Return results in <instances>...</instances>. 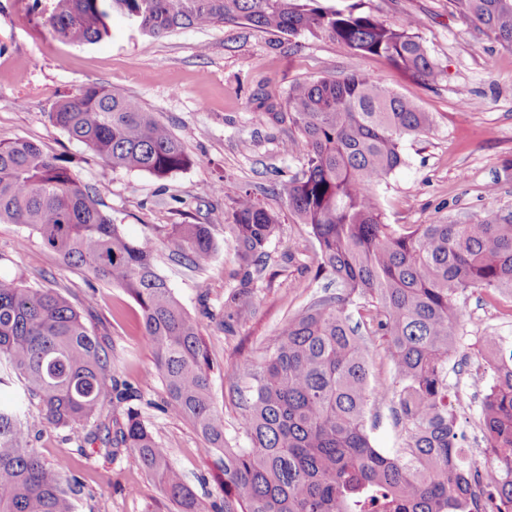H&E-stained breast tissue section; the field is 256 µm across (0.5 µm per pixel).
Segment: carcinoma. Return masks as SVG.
<instances>
[{
	"mask_svg": "<svg viewBox=\"0 0 512 512\" xmlns=\"http://www.w3.org/2000/svg\"><path fill=\"white\" fill-rule=\"evenodd\" d=\"M317 0H34L52 38L96 42L118 12L147 34L238 24L289 35H324L358 58H380L414 78L443 71L406 17L385 23L369 13L323 9ZM457 11L512 50V0H453ZM50 122L112 169L157 177L191 163L182 143L130 96L92 84L59 101ZM288 121L300 133L306 169L288 182L289 209L316 239L318 271L336 292L316 297L279 328L238 396L249 445L224 436L198 322L158 273L156 241L132 240L99 208L68 161L28 140L0 143V223L21 224L67 266L123 289L140 306L168 411L190 422L217 457L224 491L214 512H476L470 464L448 416V364L464 334L457 299L489 288L512 298V216L473 224H387L377 188L404 163L403 141L430 129L413 99L356 71L342 79L299 81L288 91ZM231 201L224 232L251 282L266 269L280 224L248 190L223 183ZM172 257L195 270L211 258L207 224H172ZM360 321L350 323L351 312ZM384 341L392 381L372 380L370 347ZM17 378L24 400L0 404V512H72L80 482L72 465H48L23 421L35 399L42 423L95 422L84 442L106 454L134 453L176 512H202L136 394L112 374L103 345L70 302L52 288L0 276V385ZM126 405L116 429L100 420L109 403ZM389 407L399 439L391 450L370 436L369 404ZM492 467L482 494L512 512V367L481 403Z\"/></svg>",
	"mask_w": 512,
	"mask_h": 512,
	"instance_id": "obj_1",
	"label": "carcinoma"
}]
</instances>
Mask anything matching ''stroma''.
I'll return each instance as SVG.
<instances>
[{
	"mask_svg": "<svg viewBox=\"0 0 512 512\" xmlns=\"http://www.w3.org/2000/svg\"><path fill=\"white\" fill-rule=\"evenodd\" d=\"M30 0H0V142L24 138L68 159L101 210L132 239L168 224L209 225L211 261L188 271L159 245L157 267L184 309L196 318L213 366L211 390L224 413V433L240 446L242 428L231 378L244 375L282 323L312 298L335 291L317 275L318 244L288 208L285 187L304 170L301 136L270 120L285 109L288 90L304 80L341 78L356 70L415 99L433 117L431 129L404 143V164L377 190L389 224H457L512 214V51L458 13L452 0H317L324 9L356 7L395 23L420 18L418 30L444 71L437 82L404 74L380 59L353 56L331 39L288 35L260 27L217 25L163 37L143 33L112 13L108 37L94 43L53 39L28 13ZM102 84L138 99L184 145L194 163L165 178L112 170L48 119L63 97ZM232 182L280 215L261 278L241 288L232 241L224 237L230 203L213 190ZM0 274L36 288H54L112 347V372L139 395L144 420L155 426L171 460L197 493L203 512L222 494L213 458L194 427L165 411L166 392L154 374L153 351L136 301L122 289L65 266L19 224H0ZM464 334L448 367V386L460 395L456 429L470 455L490 457L483 439L481 400L495 383L482 339L512 340V298L469 291L458 300ZM32 439L53 464L72 455L82 489L74 512H175L137 457L122 452L76 453L86 427H45L36 404L27 407Z\"/></svg>",
	"mask_w": 512,
	"mask_h": 512,
	"instance_id": "obj_1",
	"label": "stroma"
}]
</instances>
